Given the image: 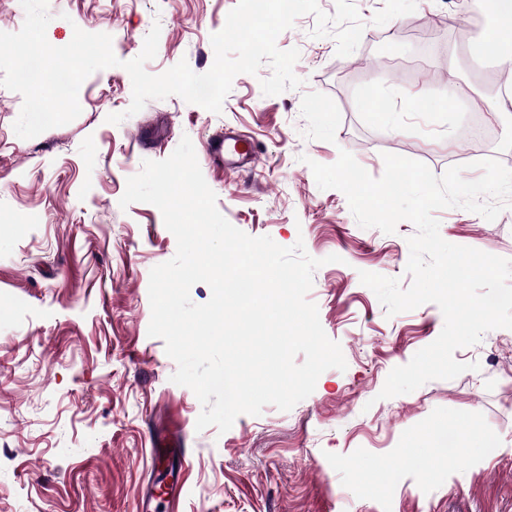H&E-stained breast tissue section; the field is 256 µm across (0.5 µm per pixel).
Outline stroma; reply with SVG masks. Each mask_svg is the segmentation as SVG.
<instances>
[{"mask_svg":"<svg viewBox=\"0 0 512 512\" xmlns=\"http://www.w3.org/2000/svg\"><path fill=\"white\" fill-rule=\"evenodd\" d=\"M237 2L49 0L50 44L67 45L78 28L106 33L118 65L85 79L76 119L31 139L13 130L22 96L0 87V512H139L162 478L150 437L174 412L187 420L190 457L178 512H512V329L455 351L469 366L456 378L380 398L389 372L431 344L444 318L433 303L386 315L359 274L409 286L415 226L360 227L345 195L320 189L309 167L344 149L375 178L387 153L438 176L461 165L469 180L481 175L477 161L512 169V105L483 52L484 29L457 36L466 20L457 0H352L365 27L348 56L333 36L312 37L311 15L278 35L279 49L300 52V87L263 95L265 64L234 78L221 113L172 95L129 114L123 64L152 26L161 31L148 73L184 60L202 74ZM439 71L481 110V144L463 137L465 113L419 109L417 98L447 96ZM367 89L386 117L363 107ZM112 113L123 121L108 123ZM227 128L256 144L255 163L227 172L208 156L210 137ZM185 136L233 226L285 247L303 242L321 260L307 299L347 363L290 411L269 405L224 433L197 430L201 403L172 382L177 365L148 334L149 274L174 257L176 239L156 206L119 204L143 161L168 158ZM434 216L445 241L512 260V207L493 221L460 207ZM449 431L455 458L439 442ZM474 433L495 439L497 454H465ZM413 447L426 449L427 469L406 468L393 490L373 481L380 467H406Z\"/></svg>","mask_w":512,"mask_h":512,"instance_id":"obj_1","label":"stroma"}]
</instances>
